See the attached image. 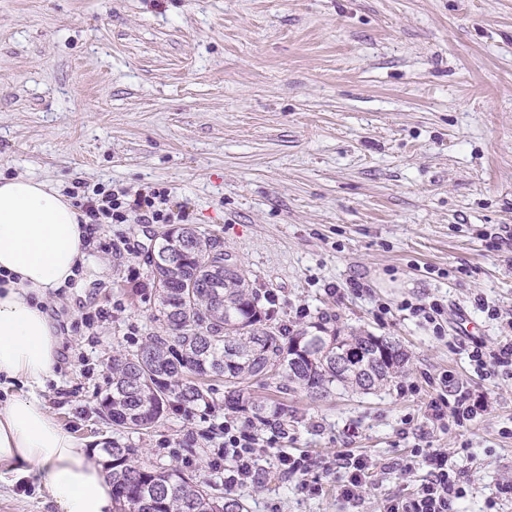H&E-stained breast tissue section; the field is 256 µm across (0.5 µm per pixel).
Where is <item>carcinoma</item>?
Instances as JSON below:
<instances>
[{"instance_id": "obj_1", "label": "carcinoma", "mask_w": 512, "mask_h": 512, "mask_svg": "<svg viewBox=\"0 0 512 512\" xmlns=\"http://www.w3.org/2000/svg\"><path fill=\"white\" fill-rule=\"evenodd\" d=\"M152 258L157 321L165 334L145 337L133 353L112 357V382L101 400L112 425L147 430L174 405L207 403L208 390L190 377L224 378V407L263 424L269 407L247 384L281 376L287 390L324 397L337 388L382 389L405 370L408 354L390 338L344 332L328 318L291 326L273 318L249 271L230 262L216 239L190 225L158 234ZM112 480V512H248L241 498L178 469L142 461L114 440L104 449Z\"/></svg>"}]
</instances>
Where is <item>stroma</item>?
<instances>
[{
  "label": "stroma",
  "instance_id": "35a3bbf8",
  "mask_svg": "<svg viewBox=\"0 0 512 512\" xmlns=\"http://www.w3.org/2000/svg\"><path fill=\"white\" fill-rule=\"evenodd\" d=\"M0 174L61 191L166 192L276 296L275 316L397 341L409 361L370 394L253 395L288 411L279 450L308 489L262 458L248 512H378L423 473L415 449L450 448L465 512H512V379L466 355L512 334V0H0ZM157 224L101 225L77 282L48 304L63 341L43 406L106 464L108 442L158 468L223 485L209 462L227 417L169 409L130 432L99 402L112 356L162 333L149 257ZM111 251H104V244ZM448 305L440 327L413 304ZM496 316H489V309ZM105 312L93 335L83 314ZM453 372L493 408L471 427L431 422L432 382ZM376 463L365 492L338 488L340 457ZM0 481V512H54L39 478Z\"/></svg>",
  "mask_w": 512,
  "mask_h": 512
}]
</instances>
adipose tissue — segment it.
<instances>
[{
	"mask_svg": "<svg viewBox=\"0 0 512 512\" xmlns=\"http://www.w3.org/2000/svg\"><path fill=\"white\" fill-rule=\"evenodd\" d=\"M81 217L46 183L0 176V476H38L55 512H112L104 469L37 397L61 340L48 296L77 279L86 254Z\"/></svg>",
	"mask_w": 512,
	"mask_h": 512,
	"instance_id": "adipose-tissue-1",
	"label": "adipose tissue"
}]
</instances>
